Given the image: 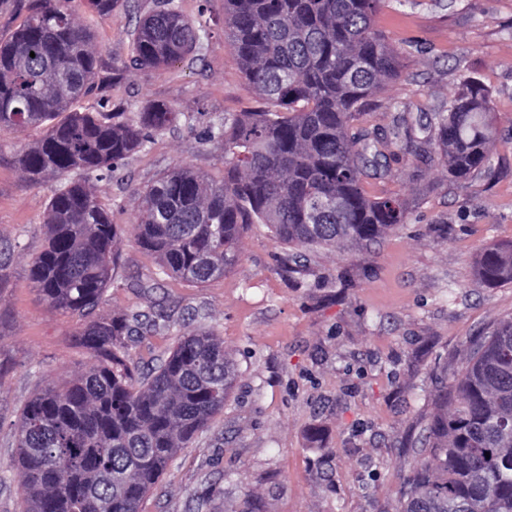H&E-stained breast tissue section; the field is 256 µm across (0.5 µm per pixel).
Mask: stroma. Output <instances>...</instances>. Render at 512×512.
Wrapping results in <instances>:
<instances>
[{"mask_svg":"<svg viewBox=\"0 0 512 512\" xmlns=\"http://www.w3.org/2000/svg\"><path fill=\"white\" fill-rule=\"evenodd\" d=\"M173 3L208 36L196 56L154 72L127 63L130 32L155 0H127L107 16L74 2L100 58L94 90L73 111L145 112L164 102L180 114L113 177L91 182L125 229L101 311L167 310L169 327L129 342L144 369L201 327L223 338L238 373L223 411L178 452L140 512H400L402 478L441 385L461 370L473 337L512 316V284L486 286L474 268L486 246L512 242V0H384L374 27L397 49L400 73L354 124L404 118L425 138L477 79L496 128L487 171L454 183L437 146L425 163L400 154L386 176L363 183L406 208L405 223L379 242L301 253L251 224L223 277L197 288L164 276L151 289L158 261L134 240L137 189L180 165L222 179L224 149L203 141L202 129L260 106L224 36V0ZM44 134L32 126L0 135V512L25 509L22 408L95 362L77 341L78 317L50 310L29 277L59 181L32 183L12 156Z\"/></svg>","mask_w":512,"mask_h":512,"instance_id":"1","label":"stroma"}]
</instances>
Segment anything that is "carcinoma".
<instances>
[{
	"mask_svg": "<svg viewBox=\"0 0 512 512\" xmlns=\"http://www.w3.org/2000/svg\"><path fill=\"white\" fill-rule=\"evenodd\" d=\"M384 0H224V34L262 107L209 126L233 164L220 182L179 166L136 191L137 243L159 273L200 287L239 260L249 224H267L294 249L367 246L405 223L396 198L367 196L368 170L384 175L399 148L427 150L407 130L350 129L368 99L399 76L398 52L373 25ZM72 0H31L0 40V132L44 126L16 157L31 181L67 180L50 199L46 244L30 277L48 306L84 320L96 363L49 385L24 407L17 468L26 512H138L178 450L224 410L237 378L211 330L179 336L168 359L143 374L127 319L98 313L118 260L121 225L86 186L173 125L167 104L118 120L71 112L94 89L98 55ZM127 67L155 71L193 56L199 29L159 0L131 32ZM491 98L470 81L439 114L436 140L448 176L488 167L495 143ZM487 286L512 283V244L490 245L475 265ZM453 407L446 409L448 401ZM423 459L403 478V512H512V317L471 341Z\"/></svg>",
	"mask_w": 512,
	"mask_h": 512,
	"instance_id": "1",
	"label": "carcinoma"
}]
</instances>
